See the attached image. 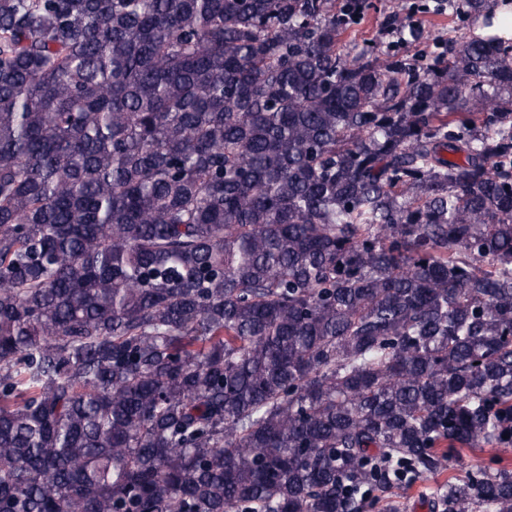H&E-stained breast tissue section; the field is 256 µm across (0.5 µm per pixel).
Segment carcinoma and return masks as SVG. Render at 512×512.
<instances>
[{"mask_svg":"<svg viewBox=\"0 0 512 512\" xmlns=\"http://www.w3.org/2000/svg\"><path fill=\"white\" fill-rule=\"evenodd\" d=\"M465 6L353 55L364 0H0V512H359L512 445V39Z\"/></svg>","mask_w":512,"mask_h":512,"instance_id":"1","label":"carcinoma"}]
</instances>
